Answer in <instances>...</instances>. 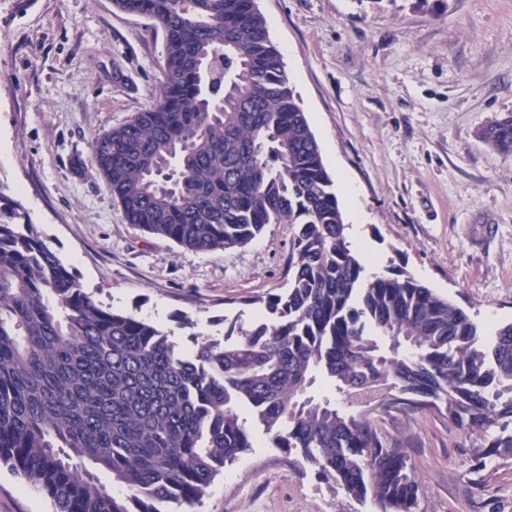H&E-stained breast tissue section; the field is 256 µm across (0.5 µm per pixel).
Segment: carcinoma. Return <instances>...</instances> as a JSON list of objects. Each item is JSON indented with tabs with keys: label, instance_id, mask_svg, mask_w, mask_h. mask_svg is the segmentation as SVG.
<instances>
[{
	"label": "carcinoma",
	"instance_id": "carcinoma-1",
	"mask_svg": "<svg viewBox=\"0 0 512 512\" xmlns=\"http://www.w3.org/2000/svg\"><path fill=\"white\" fill-rule=\"evenodd\" d=\"M112 5L164 36L155 102L91 143L125 220L196 252L293 224L288 279L248 328L185 355L1 205L0 465L55 512H163L253 447L250 419L346 495L419 512L422 479L376 414L435 410L479 437L473 469L512 459V322L489 336L404 269L366 272L255 0ZM481 138L512 155V114Z\"/></svg>",
	"mask_w": 512,
	"mask_h": 512
}]
</instances>
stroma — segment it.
I'll return each instance as SVG.
<instances>
[{
    "label": "stroma",
    "instance_id": "1",
    "mask_svg": "<svg viewBox=\"0 0 512 512\" xmlns=\"http://www.w3.org/2000/svg\"><path fill=\"white\" fill-rule=\"evenodd\" d=\"M255 4L367 272L404 268L487 330L512 322V156L480 138L512 113V0ZM163 66L161 31L112 0H0V197L87 292L192 352L284 287L294 227L202 254L125 222L91 142L154 101ZM382 424L424 482L420 512H512V460L471 472L474 438L434 410ZM251 432L254 448L177 512H378ZM0 512L53 502L0 466Z\"/></svg>",
    "mask_w": 512,
    "mask_h": 512
}]
</instances>
